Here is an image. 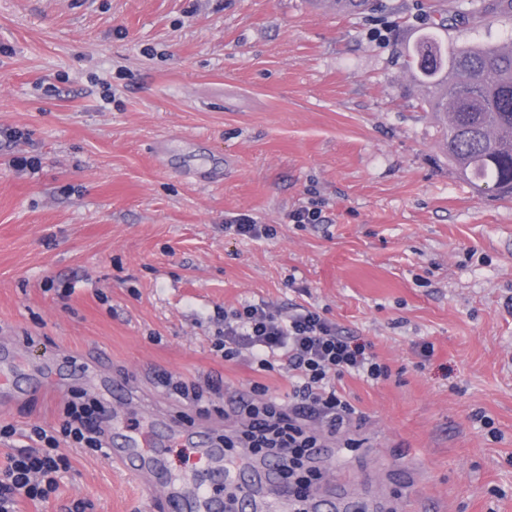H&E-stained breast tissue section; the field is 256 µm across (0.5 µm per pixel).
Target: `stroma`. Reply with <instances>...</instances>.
Listing matches in <instances>:
<instances>
[{
  "label": "stroma",
  "mask_w": 512,
  "mask_h": 512,
  "mask_svg": "<svg viewBox=\"0 0 512 512\" xmlns=\"http://www.w3.org/2000/svg\"><path fill=\"white\" fill-rule=\"evenodd\" d=\"M386 2L0 0V128L27 135L0 154V339L26 363L0 370L23 385L74 358L175 419L165 372L229 409L290 384L215 352L223 311L313 307L391 369L336 381L363 418L356 448L332 443L357 512H512V199L459 175L404 65L433 0ZM443 38L505 44L512 21ZM233 216L272 234H225ZM83 388L17 398L0 425L58 426ZM68 455L56 496L19 512H154L104 456Z\"/></svg>",
  "instance_id": "35a3bbf8"
}]
</instances>
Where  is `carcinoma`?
<instances>
[{
	"mask_svg": "<svg viewBox=\"0 0 512 512\" xmlns=\"http://www.w3.org/2000/svg\"><path fill=\"white\" fill-rule=\"evenodd\" d=\"M349 12L392 9L380 0H334ZM436 29L512 20V0H441ZM416 80L432 90L429 106L448 119V160L480 193L512 196V45L448 44L428 31L408 50Z\"/></svg>",
	"mask_w": 512,
	"mask_h": 512,
	"instance_id": "cac0c4a2",
	"label": "carcinoma"
}]
</instances>
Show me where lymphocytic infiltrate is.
<instances>
[{
    "instance_id": "lymphocytic-infiltrate-1",
    "label": "lymphocytic infiltrate",
    "mask_w": 512,
    "mask_h": 512,
    "mask_svg": "<svg viewBox=\"0 0 512 512\" xmlns=\"http://www.w3.org/2000/svg\"><path fill=\"white\" fill-rule=\"evenodd\" d=\"M216 348L228 361L247 350L259 370L287 371L291 384L287 399L269 396L261 383L252 384L250 397L239 400L235 408L239 421L225 433L224 448L278 456L295 500L308 501L312 482L320 476L311 463L324 436L343 437L347 449L356 445L345 435L356 410L337 393L336 378L350 374L368 381L384 380L390 375L389 367L377 359L370 345L343 335L335 322L306 306L285 316L263 303L226 311ZM159 380L199 415L214 410L221 393L220 385L214 383L203 389L168 374ZM99 408V401L79 395L65 404L59 428L31 429L28 445L0 465V512H16L22 498L46 502L54 497L70 469L66 449L103 451Z\"/></svg>"
}]
</instances>
